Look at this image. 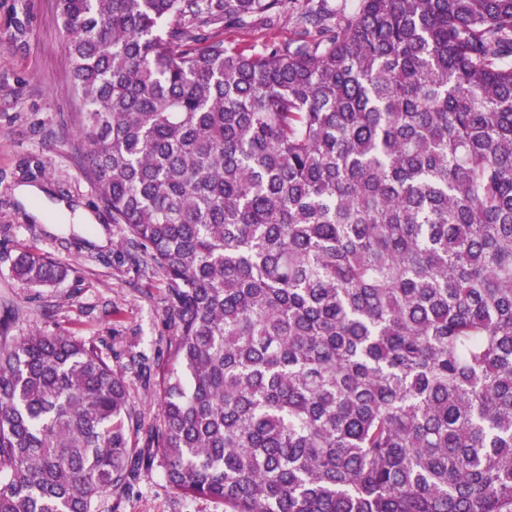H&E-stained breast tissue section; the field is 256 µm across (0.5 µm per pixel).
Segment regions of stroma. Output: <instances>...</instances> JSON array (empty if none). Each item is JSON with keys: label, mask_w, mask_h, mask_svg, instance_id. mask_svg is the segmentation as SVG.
<instances>
[{"label": "stroma", "mask_w": 512, "mask_h": 512, "mask_svg": "<svg viewBox=\"0 0 512 512\" xmlns=\"http://www.w3.org/2000/svg\"><path fill=\"white\" fill-rule=\"evenodd\" d=\"M56 0H0V319L16 336L63 332L95 341L126 368L129 404L146 424L162 419L155 389L170 358L167 284L131 261L122 225L84 169ZM23 253L68 270L42 288L17 280ZM143 355V370L128 369ZM97 512H225L223 503L178 494L161 467L102 496Z\"/></svg>", "instance_id": "1"}]
</instances>
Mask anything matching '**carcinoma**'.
Listing matches in <instances>:
<instances>
[{
    "label": "carcinoma",
    "instance_id": "cac0c4a2",
    "mask_svg": "<svg viewBox=\"0 0 512 512\" xmlns=\"http://www.w3.org/2000/svg\"><path fill=\"white\" fill-rule=\"evenodd\" d=\"M57 13L86 173L175 336L140 448L97 343L0 322V512H95L156 463L229 512H512V0Z\"/></svg>",
    "mask_w": 512,
    "mask_h": 512
}]
</instances>
